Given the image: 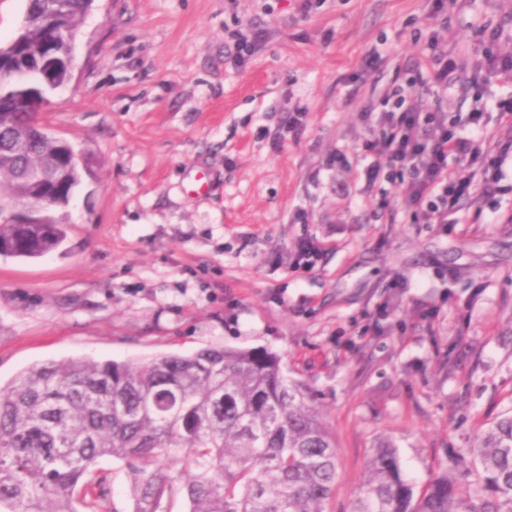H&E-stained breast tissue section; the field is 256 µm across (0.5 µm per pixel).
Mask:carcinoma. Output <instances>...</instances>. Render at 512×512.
I'll list each match as a JSON object with an SVG mask.
<instances>
[{
	"label": "carcinoma",
	"instance_id": "cac0c4a2",
	"mask_svg": "<svg viewBox=\"0 0 512 512\" xmlns=\"http://www.w3.org/2000/svg\"><path fill=\"white\" fill-rule=\"evenodd\" d=\"M19 35L0 43V210L39 204L27 172L63 168L48 186L49 212L65 207L84 170L70 144L39 131L30 101L72 76L69 43L87 0H26ZM23 142L26 150L15 145ZM67 239L53 224L0 220V243L34 259ZM474 482L448 470L415 495L398 446L378 443L351 512H512V413L491 422L468 451ZM103 458L132 475L133 512H325L336 491V438L303 385L266 350L208 347L145 362L71 358L35 364L0 386V509L103 512ZM140 460L179 463L171 476ZM98 488L93 492L92 488Z\"/></svg>",
	"mask_w": 512,
	"mask_h": 512
}]
</instances>
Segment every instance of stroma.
<instances>
[{
	"label": "stroma",
	"instance_id": "35a3bbf8",
	"mask_svg": "<svg viewBox=\"0 0 512 512\" xmlns=\"http://www.w3.org/2000/svg\"><path fill=\"white\" fill-rule=\"evenodd\" d=\"M300 3L95 0L41 114L91 174L61 211L63 250L0 255V385L69 358L267 349L335 433L326 512H350L380 439L420 491L512 410V194L466 224H414L375 212L358 150L384 89L410 80L427 98L423 38L456 54L500 26L512 52V0L444 15L431 0ZM255 25L265 40L235 65ZM296 108L302 135L276 141ZM338 150L351 173L327 169ZM303 238L319 250L301 263ZM98 475L108 512H131L125 465Z\"/></svg>",
	"mask_w": 512,
	"mask_h": 512
}]
</instances>
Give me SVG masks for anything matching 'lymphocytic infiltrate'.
<instances>
[{"label": "lymphocytic infiltrate", "instance_id": "1", "mask_svg": "<svg viewBox=\"0 0 512 512\" xmlns=\"http://www.w3.org/2000/svg\"><path fill=\"white\" fill-rule=\"evenodd\" d=\"M422 58L435 89L429 105L411 102L409 90L396 85L382 91L363 114L366 182L405 188L395 203L380 194L378 210L400 208L415 224H464L471 202L503 191L512 139L501 140L490 131L487 114L496 111L499 123L512 126V54L500 53L490 42L465 59L441 50L432 38ZM464 70L472 81L507 87V94L491 102L479 92L468 111H449L448 90Z\"/></svg>", "mask_w": 512, "mask_h": 512}]
</instances>
